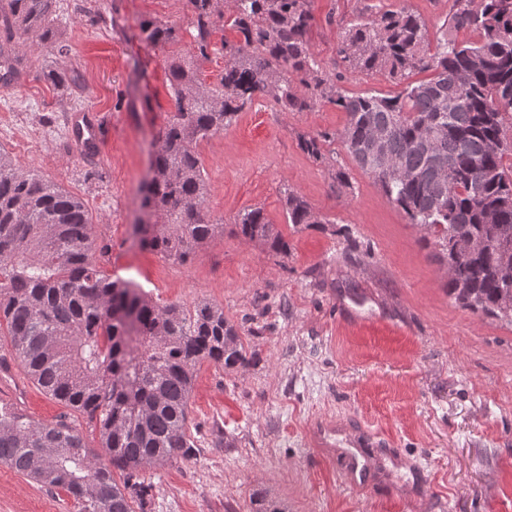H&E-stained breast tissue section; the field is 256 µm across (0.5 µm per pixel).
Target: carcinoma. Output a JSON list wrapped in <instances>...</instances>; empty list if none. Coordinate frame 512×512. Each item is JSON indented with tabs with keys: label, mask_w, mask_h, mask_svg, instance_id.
<instances>
[{
	"label": "carcinoma",
	"mask_w": 512,
	"mask_h": 512,
	"mask_svg": "<svg viewBox=\"0 0 512 512\" xmlns=\"http://www.w3.org/2000/svg\"><path fill=\"white\" fill-rule=\"evenodd\" d=\"M195 61L172 58L175 112L157 136L151 177L142 186L143 217L133 225L140 247L187 262L224 231L205 211V171L197 143L224 131L237 114L267 97L303 112L321 102L347 114L343 131L304 137L301 149L326 159L341 140L357 166L440 247L448 296L491 317L512 321V170L505 150H491L512 128V0H454L445 25L474 29L459 44L446 34L432 45L425 24L405 10L350 24L337 55L345 72H379L403 80L412 70L433 77L392 97L348 95L343 76L329 75L311 51L309 0H188ZM56 0H6L0 7V85L23 66L20 47L55 41ZM221 39L224 71L201 77L212 37ZM145 41H177L173 26L146 20ZM303 85L304 96L294 91ZM288 224H319L309 204L285 199ZM236 232L277 254L288 242L259 208L235 220ZM473 247L454 251L456 237ZM84 204L61 187L13 163L0 151V325L9 351L47 395L84 415L108 461L87 447L79 428L42 423L0 403V464L48 488L65 491L77 512H135L147 486L140 472L163 467L194 447L190 399L197 366L226 369L250 362L240 327L224 307L200 301L159 305L133 282L113 279L98 257ZM118 470L119 483L113 476Z\"/></svg>",
	"instance_id": "obj_1"
}]
</instances>
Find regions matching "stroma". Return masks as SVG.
<instances>
[{
  "label": "stroma",
  "mask_w": 512,
  "mask_h": 512,
  "mask_svg": "<svg viewBox=\"0 0 512 512\" xmlns=\"http://www.w3.org/2000/svg\"><path fill=\"white\" fill-rule=\"evenodd\" d=\"M80 0H57L58 55L32 46L21 81L0 87V151L81 199L110 252L107 275L134 282L153 301H210L241 326L249 365L198 366L190 400L194 447L171 466L144 472L145 512H254L262 492L282 512H512V322L450 299L433 243L388 202L373 178L331 145L335 161L304 153L301 137L341 132L347 115L328 103L307 112L256 100L217 135L201 140L205 200L223 234L186 263L139 247L133 226L151 143L174 110L173 56H193L187 0H99L119 27L94 24ZM452 0H310L311 50L329 73L356 17L406 10L441 36ZM174 26L179 40L151 46L141 25ZM78 69L80 88L46 71ZM405 82L355 73L352 95L391 96ZM100 115V152L72 145L75 114ZM346 173L340 184L338 173ZM306 200L317 224L292 230L286 192ZM262 209L288 252L235 235L239 213ZM51 423L83 417L46 395L0 333V401ZM331 419L348 433L336 454L313 447L308 430ZM368 466L364 486L341 483L350 457ZM0 512H76L69 496L0 465Z\"/></svg>",
  "instance_id": "1"
}]
</instances>
